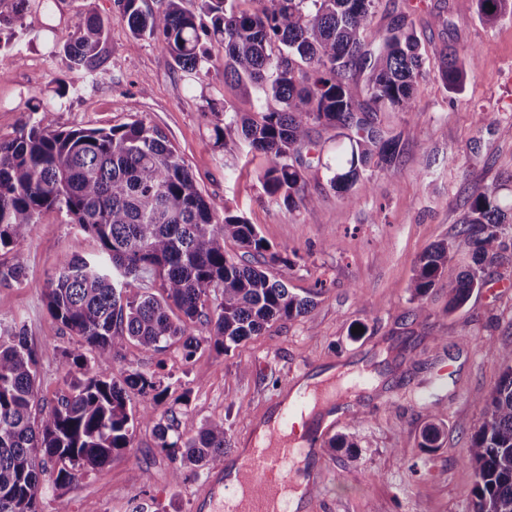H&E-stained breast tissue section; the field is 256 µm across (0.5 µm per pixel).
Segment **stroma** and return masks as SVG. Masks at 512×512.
Segmentation results:
<instances>
[{"mask_svg":"<svg viewBox=\"0 0 512 512\" xmlns=\"http://www.w3.org/2000/svg\"><path fill=\"white\" fill-rule=\"evenodd\" d=\"M111 22L103 72L74 80L58 96V80H72L59 54L87 13ZM408 15L425 59L415 88L416 117L378 113L383 137L399 140L397 173L367 170L341 196L326 166L336 155V131L312 125L318 147L303 168L307 202L290 210L268 195L256 174L263 155L239 140L216 143L213 126L225 107L254 111L255 90L224 80V45L206 40L212 64L188 80L154 42L132 45L117 0H30L15 27L12 48L0 50V139L15 137L51 110L59 130L109 128L136 119L156 127L189 166L206 197L254 224L284 257L270 272L293 293L321 289L303 316L274 324L227 354L201 347L184 361L179 346L148 352L128 344L124 355L156 374L169 392L156 413L174 414L177 433L190 437L210 421L223 422L232 466L253 418L274 405L294 376L320 381L325 403L303 417L304 428L328 423V436L349 434L355 454L321 451L310 466L324 473L312 512H473L470 440L480 403L503 366L496 349L512 347V238L484 264L483 288L456 311L448 309V282L423 300L408 285L419 257L447 242L449 277L470 262L459 229L476 187L501 183L512 197V14L495 23L478 16L476 0H379L375 27ZM473 54L462 91L439 75L446 48ZM495 122H488L487 113ZM22 281L0 283V317L25 321L40 354L38 398L52 402L64 387V353L76 346L47 313L45 280L67 256H93L96 243L66 214L31 225ZM426 314H419V307ZM366 423H352L347 406ZM443 429L441 445L420 446L428 423ZM174 460L157 445L152 424L137 426L131 454L100 467L67 489L69 512H129L128 501L148 476L152 512H195V495L208 471L187 472L173 483Z\"/></svg>","mask_w":512,"mask_h":512,"instance_id":"obj_1","label":"stroma"}]
</instances>
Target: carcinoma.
<instances>
[{
    "instance_id": "carcinoma-1",
    "label": "carcinoma",
    "mask_w": 512,
    "mask_h": 512,
    "mask_svg": "<svg viewBox=\"0 0 512 512\" xmlns=\"http://www.w3.org/2000/svg\"><path fill=\"white\" fill-rule=\"evenodd\" d=\"M29 0H13L0 12V27L20 21ZM237 0H167L153 10L146 0H119L120 20L136 46L158 43L185 73L200 77L210 61L202 37L224 44V80L258 92L254 112L224 107L214 125L220 142L239 135L267 166L264 191L292 208L307 201L302 174L309 126H332L348 139L326 165L331 186L347 193L376 166L395 174L399 141L384 139L371 116L386 110L415 114V87L424 58L406 17L384 31L373 26L379 0H255L252 12ZM486 23L512 12V0H477ZM111 21L89 14L63 44L67 69L82 79L101 73ZM448 89L462 90L466 57L453 49L439 70ZM63 212L91 235V258H64L42 289L50 316L80 338L66 353L67 389L49 408L39 405V354L26 325L0 317V512H41L43 487L66 489L81 476L128 454L136 425L154 417L144 406L128 408L134 394L160 403L168 388L133 365L108 372L134 342L146 351L181 346L191 360L205 344L227 354L272 323L308 312L321 291L299 296L275 279L268 266L283 261L254 225L202 194L193 174L165 137L141 119L105 128L58 130L49 111L19 134L0 141V249L14 263L0 282L21 281L29 226ZM462 233L472 264L448 282V310L462 307L484 285L483 263L512 234V203L495 184L478 187ZM231 239L263 257L249 263L226 252ZM445 242L419 259L409 289L427 296L452 261ZM160 281L161 296L126 295L128 279ZM207 334L196 335L197 325ZM496 354L504 370L481 402L482 422L471 437L474 512H512V349ZM158 447L182 470L214 467L230 440L224 422L204 424L189 438L159 419ZM442 429L431 423L421 447L436 448Z\"/></svg>"
}]
</instances>
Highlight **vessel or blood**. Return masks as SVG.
<instances>
[{
	"label": "vessel or blood",
	"mask_w": 512,
	"mask_h": 512,
	"mask_svg": "<svg viewBox=\"0 0 512 512\" xmlns=\"http://www.w3.org/2000/svg\"><path fill=\"white\" fill-rule=\"evenodd\" d=\"M308 403L305 392L281 402L275 413L261 417L251 439L252 449L239 462L236 482H228L223 467H215L197 498L202 512H216V505L233 488H240L237 512H291L288 495L299 455L313 454L319 434L297 445L288 428L292 418Z\"/></svg>",
	"instance_id": "1"
}]
</instances>
